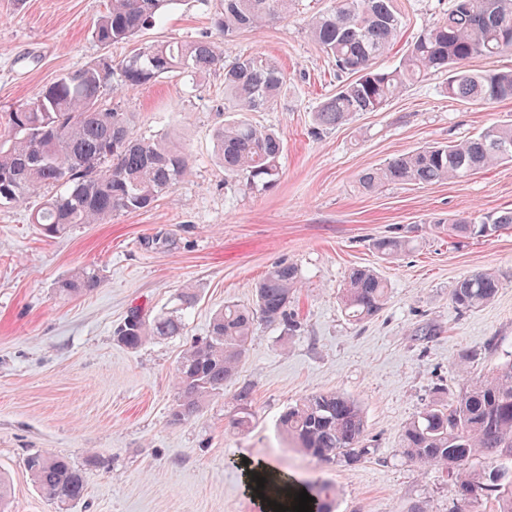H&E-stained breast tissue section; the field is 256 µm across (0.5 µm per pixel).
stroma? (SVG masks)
Segmentation results:
<instances>
[{
  "label": "stroma",
  "instance_id": "1",
  "mask_svg": "<svg viewBox=\"0 0 512 512\" xmlns=\"http://www.w3.org/2000/svg\"><path fill=\"white\" fill-rule=\"evenodd\" d=\"M330 0H296L286 18L224 39L215 0H177L164 24L137 44L212 41L225 60L260 54L286 74L281 96L248 113L280 133L276 185L246 190L224 174L214 130L223 123L224 70L173 75L115 98L138 134L187 150L190 175L152 208L114 214L45 237L31 224L39 195L0 208V473L10 480V512H59L33 483L28 457L64 455L83 467L84 498L71 512H259L236 460H273L296 481L336 489L335 512H456L461 503L441 470L399 452L402 427L433 399L456 395L463 373L492 370L512 354V227L489 238L449 234L453 220L512 210V162L433 184L394 183L365 190L361 175L432 143L466 139L490 124L512 123V100L490 106L448 98L446 76L418 79L376 112L332 129L317 106L349 82L307 29ZM400 35L380 63H398L421 31L445 17L451 0H396ZM106 0H0V112L35 97L63 73L102 56L120 60L131 46L92 36ZM405 236L393 259L375 239ZM296 265L299 288L289 310L296 332L256 322L236 383L192 420L171 424L174 371L186 345L206 336L224 304L252 305L272 266ZM94 266L92 293L60 296L56 282ZM375 270L389 297L376 317L354 322L338 299L351 269ZM495 272L500 288L482 307L460 312L458 280ZM198 302L183 335L118 344L115 327L132 308H172L185 284ZM253 391L255 419L234 423L237 384ZM354 398L365 419L366 462L345 467L293 448L277 428L288 404L318 392ZM96 465H88V457Z\"/></svg>",
  "mask_w": 512,
  "mask_h": 512
}]
</instances>
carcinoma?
<instances>
[{
	"label": "carcinoma",
	"mask_w": 512,
	"mask_h": 512,
	"mask_svg": "<svg viewBox=\"0 0 512 512\" xmlns=\"http://www.w3.org/2000/svg\"><path fill=\"white\" fill-rule=\"evenodd\" d=\"M175 0H109L93 30L101 44L128 43L143 29L163 21ZM293 0H216L214 23L228 38L242 29L288 16ZM312 37L338 70L354 75L315 112L322 127L349 121L357 112H375L408 84L435 72H449L448 96L483 104L512 98V70L464 69L466 61L512 53V0H454L447 16L424 29L398 64L377 66L399 36L401 20L392 0H332L329 9L308 22ZM223 61L208 41L162 42L141 46L122 59L100 57L61 75L32 100L0 114L8 140L0 143V207L23 205L45 190L32 223L54 237L76 224H101L117 212L152 206L190 172L189 160L176 144L138 136L131 113L106 107L109 96L133 91L181 71L204 74ZM286 78L262 55L240 57L224 66V111L260 112L278 98ZM216 155L230 178H244L248 190H264L277 181L280 138L248 120L237 119L215 130ZM512 160V124L491 125L458 143L432 145L391 159L362 177L377 191L388 183H436ZM512 224V211L490 213L478 223L455 221L450 229L473 237H491ZM409 241L384 237L374 249L391 258ZM99 271L84 267L57 282L61 296L93 292ZM299 287L291 264L271 267L255 289L252 307L227 304L217 311L209 336L187 347L175 373L177 398L172 424L193 419L202 403L235 379L255 321L294 325L288 305ZM493 272L468 275L452 290L461 312L476 309L497 294ZM388 288L373 270L354 268L340 292L350 317L362 321L385 305ZM198 300L186 287L178 304L148 320L136 311L114 329L117 342L136 349L151 337L179 336L186 313ZM237 425L252 422L253 394L239 386L234 394ZM279 427L307 455L347 467L370 458L363 444L365 421L360 405L348 396L322 392L287 408ZM400 452L422 468L448 471L462 496L480 493L496 501V512H512V355L491 372L470 375L462 391L429 405L400 434ZM37 488L66 512L83 499V471L61 455L43 453L27 459ZM312 512H331L323 490H308Z\"/></svg>",
	"instance_id": "1"
}]
</instances>
